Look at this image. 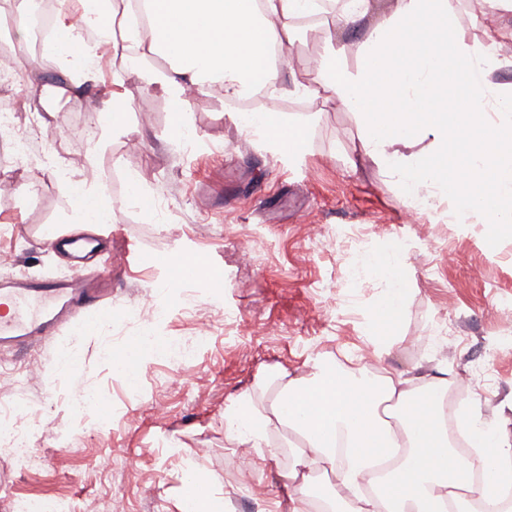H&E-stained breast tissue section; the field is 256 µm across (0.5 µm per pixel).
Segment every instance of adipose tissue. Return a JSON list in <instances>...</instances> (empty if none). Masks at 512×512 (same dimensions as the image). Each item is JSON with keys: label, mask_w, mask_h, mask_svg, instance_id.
Instances as JSON below:
<instances>
[{"label": "adipose tissue", "mask_w": 512, "mask_h": 512, "mask_svg": "<svg viewBox=\"0 0 512 512\" xmlns=\"http://www.w3.org/2000/svg\"><path fill=\"white\" fill-rule=\"evenodd\" d=\"M325 0H145L148 31L128 26L123 40L163 53L167 71L156 81L174 102L187 86L220 88L226 100L278 90L294 23L322 12ZM371 0H345L325 34L335 47L318 61L315 79L293 78L297 98L336 102L361 124L363 152L397 181L403 201L425 194L447 205L458 222L512 232V86L491 83L503 64L501 31L484 27L480 42L449 40L456 24L448 0H391L372 16ZM372 18L364 39L341 42L342 33ZM112 28V0L84 5L67 25V44L45 43L58 67L73 58L84 71L71 88L95 80L99 55L87 29ZM453 43V52L442 49ZM243 131H260L279 152H296L303 131L273 112L239 116ZM95 185L71 180L65 197L75 224H108V209L88 210ZM362 270L378 269L384 281L383 312L398 316L407 293L401 248L366 254ZM402 342L373 334V367H346L314 359L308 372L276 373L269 409L253 395H238L224 410L227 440L252 451L253 464L274 459L271 428L296 438L282 475L288 512H484L488 490L512 481V439L464 409L458 428L486 465V486L476 488L472 465L460 462L448 443L442 395L446 375H405L382 364Z\"/></svg>", "instance_id": "adipose-tissue-1"}]
</instances>
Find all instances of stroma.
I'll use <instances>...</instances> for the list:
<instances>
[{
    "label": "stroma",
    "mask_w": 512,
    "mask_h": 512,
    "mask_svg": "<svg viewBox=\"0 0 512 512\" xmlns=\"http://www.w3.org/2000/svg\"><path fill=\"white\" fill-rule=\"evenodd\" d=\"M296 34L292 62L304 78L330 46L318 28ZM111 58L99 82L78 90L58 68L27 67L22 92L64 87L47 113L70 155L87 153L84 131L98 119L81 110L82 97L124 98L130 106L124 131L105 140L89 172L75 169L72 177L86 175L109 188L118 246L162 260L193 252L224 277L209 286L182 281L196 293L185 307L158 288L171 279L170 267L122 264L112 270L114 335L54 336L25 356L0 354L15 369L29 361L40 367L39 381L20 376L14 387L0 388V402L22 397L26 411L43 418L30 434L35 462L0 453V512H14L20 498L61 500L70 512H108L116 497L124 512H178L191 467L217 482L223 512H288L272 501L278 474L290 463L289 430H272L278 456L257 470L226 441L224 409L264 374L297 376L319 356L350 365L366 354L373 328L404 339L385 358L387 369L476 378L472 405L512 437V352H494L512 337V325L500 318L512 307V236L433 216L402 223L406 207L395 181L382 166L362 161L358 119L338 105L292 113L305 131L296 158L241 132L218 90L189 104L182 138L174 133L173 103L153 80L165 63L149 52L135 73L120 53ZM132 139L143 150L137 165L126 152ZM30 180L32 193L0 202V251L13 258L0 266V279L44 280L68 271L44 236L69 225L64 180L44 172ZM354 227L363 230L367 251L380 253L394 242L403 247L408 292L397 318L379 314L378 274H351L357 254L344 238ZM241 238L252 240L251 254L238 251ZM451 249L459 256L453 266ZM476 268L482 279L473 277ZM154 302L167 306L160 336H193L202 328L209 336L182 368L142 354V378L132 392L113 376L102 350L138 335L129 314ZM61 359L74 362L64 376L55 373ZM159 401L166 405L162 416L153 410ZM115 446L127 462L112 459Z\"/></svg>",
    "instance_id": "stroma-1"
}]
</instances>
